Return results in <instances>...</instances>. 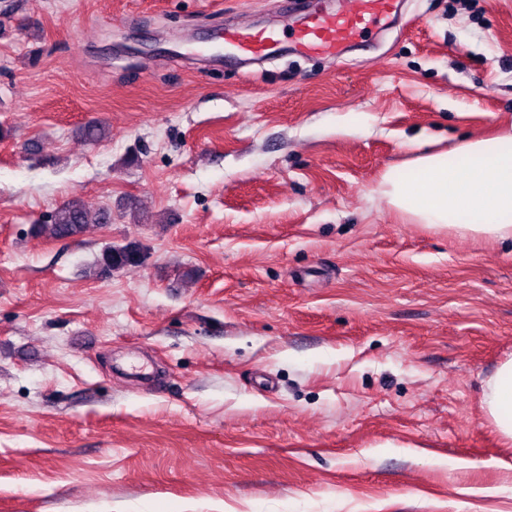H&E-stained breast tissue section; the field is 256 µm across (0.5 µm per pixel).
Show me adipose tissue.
I'll return each instance as SVG.
<instances>
[{
	"instance_id": "adipose-tissue-1",
	"label": "adipose tissue",
	"mask_w": 512,
	"mask_h": 512,
	"mask_svg": "<svg viewBox=\"0 0 512 512\" xmlns=\"http://www.w3.org/2000/svg\"><path fill=\"white\" fill-rule=\"evenodd\" d=\"M376 196L412 224L461 237L512 241V129L421 152L383 173ZM486 416L512 442V359L484 382Z\"/></svg>"
}]
</instances>
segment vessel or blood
Returning a JSON list of instances; mask_svg holds the SVG:
<instances>
[{
  "instance_id": "b4317fda",
  "label": "vessel or blood",
  "mask_w": 512,
  "mask_h": 512,
  "mask_svg": "<svg viewBox=\"0 0 512 512\" xmlns=\"http://www.w3.org/2000/svg\"><path fill=\"white\" fill-rule=\"evenodd\" d=\"M400 0H349L337 12L313 11L291 34L295 49L305 55L338 57L345 47L363 41L398 10ZM220 38L229 44L232 62L273 53L280 40L276 31L234 27L223 29Z\"/></svg>"
}]
</instances>
